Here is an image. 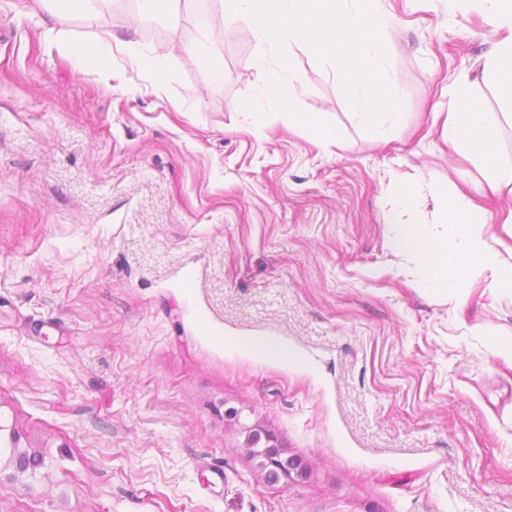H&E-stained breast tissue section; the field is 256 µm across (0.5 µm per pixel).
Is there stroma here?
Masks as SVG:
<instances>
[{"label":"stroma","instance_id":"35a3bbf8","mask_svg":"<svg viewBox=\"0 0 512 512\" xmlns=\"http://www.w3.org/2000/svg\"><path fill=\"white\" fill-rule=\"evenodd\" d=\"M380 7L407 114L376 135L335 62L260 51L224 0L71 15L74 35L124 42L107 71L44 40L52 0H0V425L45 459L33 486L0 481V512H512V368L490 346L512 296L427 292L387 246L399 175L417 189L404 221L471 199L512 261V189L443 138L466 78L512 164V105L485 65L508 32L483 0ZM153 52L161 83L134 61ZM243 423L303 475L268 483ZM196 55L200 66L209 76V82L213 88H220L224 84V63L215 56L205 43H193L190 46Z\"/></svg>","mask_w":512,"mask_h":512}]
</instances>
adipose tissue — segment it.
Wrapping results in <instances>:
<instances>
[{"mask_svg":"<svg viewBox=\"0 0 512 512\" xmlns=\"http://www.w3.org/2000/svg\"><path fill=\"white\" fill-rule=\"evenodd\" d=\"M57 23L44 30V38L63 47L75 66L107 69L111 66L112 44L100 38H78L66 29L71 14L94 16L99 0H56ZM457 109L449 113L445 130L452 145H466L489 173L491 189L512 185V165L501 162L494 113L483 111L472 99L465 81H458ZM486 213L480 207L445 205L439 207L433 223L407 224L393 220L388 236L392 251L410 258L411 274L419 287L459 288L469 280H484L490 294H512V262L504 260L489 245L483 232Z\"/></svg>","mask_w":512,"mask_h":512,"instance_id":"adipose-tissue-1","label":"adipose tissue"}]
</instances>
